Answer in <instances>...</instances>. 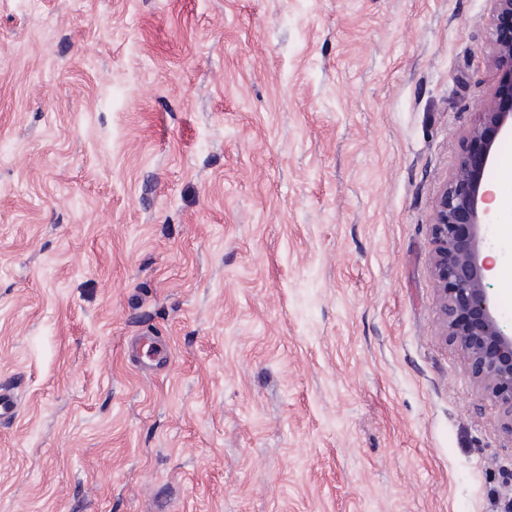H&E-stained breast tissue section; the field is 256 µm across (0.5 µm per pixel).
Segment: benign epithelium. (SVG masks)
Returning a JSON list of instances; mask_svg holds the SVG:
<instances>
[{
	"mask_svg": "<svg viewBox=\"0 0 512 512\" xmlns=\"http://www.w3.org/2000/svg\"><path fill=\"white\" fill-rule=\"evenodd\" d=\"M492 3L488 57L499 72L494 91L481 101L480 119L463 134L455 172L432 216V273L438 287L441 335L465 354L473 379L490 393L512 435V336L500 326L497 303L485 284L491 269L481 254L492 194L483 173L496 140L512 135V0Z\"/></svg>",
	"mask_w": 512,
	"mask_h": 512,
	"instance_id": "benign-epithelium-1",
	"label": "benign epithelium"
}]
</instances>
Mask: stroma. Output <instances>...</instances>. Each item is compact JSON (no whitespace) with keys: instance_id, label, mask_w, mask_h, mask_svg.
<instances>
[{"instance_id":"35a3bbf8","label":"stroma","mask_w":512,"mask_h":512,"mask_svg":"<svg viewBox=\"0 0 512 512\" xmlns=\"http://www.w3.org/2000/svg\"><path fill=\"white\" fill-rule=\"evenodd\" d=\"M490 10L0 0V512H506L430 269Z\"/></svg>"}]
</instances>
